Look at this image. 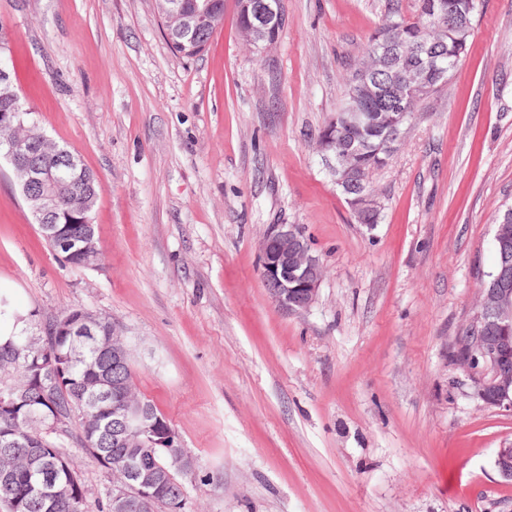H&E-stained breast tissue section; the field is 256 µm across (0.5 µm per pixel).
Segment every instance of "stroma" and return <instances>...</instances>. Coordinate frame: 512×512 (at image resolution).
<instances>
[{"label":"stroma","mask_w":512,"mask_h":512,"mask_svg":"<svg viewBox=\"0 0 512 512\" xmlns=\"http://www.w3.org/2000/svg\"><path fill=\"white\" fill-rule=\"evenodd\" d=\"M285 9L257 53L224 0L184 59L154 0H0L25 107L102 184L104 256L57 259L2 160L0 291L32 336L64 308L120 323L194 461L182 512H512L494 466L512 413L452 360L512 205V0H480L467 53L373 175L371 229L313 136L388 0ZM272 224L300 225L324 267L306 310L262 280Z\"/></svg>","instance_id":"stroma-1"}]
</instances>
